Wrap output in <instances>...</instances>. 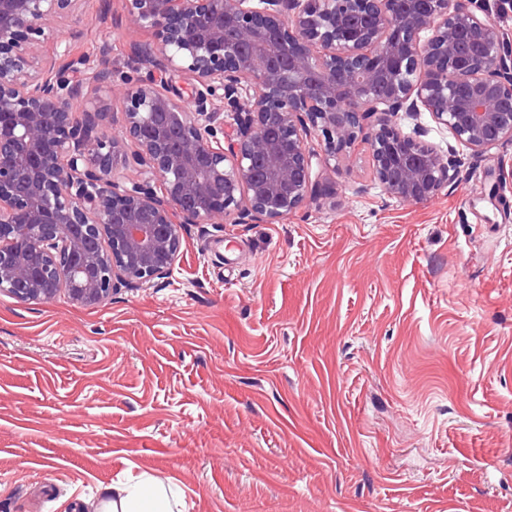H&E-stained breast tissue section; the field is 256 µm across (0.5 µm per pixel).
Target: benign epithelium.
I'll use <instances>...</instances> for the list:
<instances>
[{"label": "benign epithelium", "mask_w": 512, "mask_h": 512, "mask_svg": "<svg viewBox=\"0 0 512 512\" xmlns=\"http://www.w3.org/2000/svg\"><path fill=\"white\" fill-rule=\"evenodd\" d=\"M122 2L152 41L116 82L105 44L41 52L81 35L89 0H0V292L21 302L97 307L167 278L184 224L279 223L310 197L314 137L328 162L362 139L384 192L413 203L450 167L402 117L477 154L512 138V49L464 0ZM463 36L483 55L459 61ZM89 88L121 97L122 134L101 129L107 107L74 106Z\"/></svg>", "instance_id": "1"}]
</instances>
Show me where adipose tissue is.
Masks as SVG:
<instances>
[{"label":"adipose tissue","mask_w":512,"mask_h":512,"mask_svg":"<svg viewBox=\"0 0 512 512\" xmlns=\"http://www.w3.org/2000/svg\"><path fill=\"white\" fill-rule=\"evenodd\" d=\"M177 506L174 487L144 472L113 484L101 497L95 512H175Z\"/></svg>","instance_id":"adipose-tissue-1"}]
</instances>
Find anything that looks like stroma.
<instances>
[{"label":"stroma","mask_w":512,"mask_h":512,"mask_svg":"<svg viewBox=\"0 0 512 512\" xmlns=\"http://www.w3.org/2000/svg\"><path fill=\"white\" fill-rule=\"evenodd\" d=\"M91 0L73 57L108 45ZM408 203L363 141L278 224H187L168 278L95 308L0 292V512H93L142 472L181 512H512V140Z\"/></svg>","instance_id":"obj_1"}]
</instances>
